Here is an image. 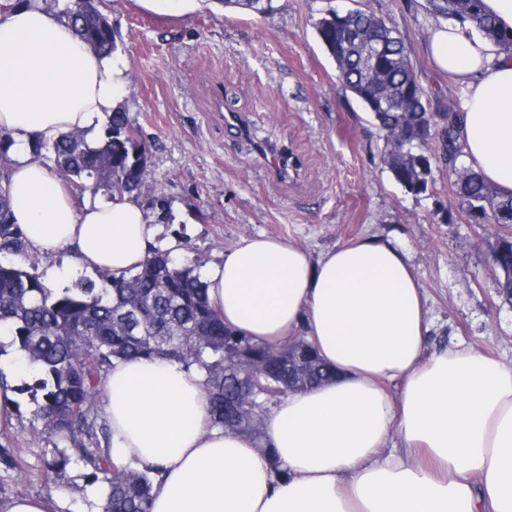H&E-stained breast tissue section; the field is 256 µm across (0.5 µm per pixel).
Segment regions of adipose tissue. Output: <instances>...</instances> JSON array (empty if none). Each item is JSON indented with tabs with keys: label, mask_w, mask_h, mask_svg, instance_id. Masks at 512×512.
<instances>
[{
	"label": "adipose tissue",
	"mask_w": 512,
	"mask_h": 512,
	"mask_svg": "<svg viewBox=\"0 0 512 512\" xmlns=\"http://www.w3.org/2000/svg\"><path fill=\"white\" fill-rule=\"evenodd\" d=\"M464 89V165L512 193V57L447 23L429 33ZM126 66L92 52L43 0H0V134L8 195L30 247L128 276L156 245L143 204L76 206L30 148L96 132ZM211 305L252 339L306 337L334 380L289 392L252 436L210 423L204 377L166 358L115 362L103 412L122 462L158 468L151 512H512V366L464 347L428 353L431 321L409 253L378 235L312 254L259 235L203 271ZM277 457L280 470L269 459Z\"/></svg>",
	"instance_id": "obj_1"
}]
</instances>
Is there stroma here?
<instances>
[{
    "instance_id": "stroma-1",
    "label": "stroma",
    "mask_w": 512,
    "mask_h": 512,
    "mask_svg": "<svg viewBox=\"0 0 512 512\" xmlns=\"http://www.w3.org/2000/svg\"><path fill=\"white\" fill-rule=\"evenodd\" d=\"M260 16L216 10L207 0L182 16H160L136 0H103L127 64L122 107L152 147L149 187L165 195L174 221L160 238L181 241L178 261H221L242 238L267 234L319 254L382 235L409 252L427 296L430 347L469 346L512 360V303L497 293L490 246L499 231L461 210L454 175L434 172L433 196L415 198L381 161L382 132L345 92L314 24L331 6L364 8L406 40L431 109L460 100L438 73L426 37L436 21L427 0H273ZM236 115L239 126L227 122ZM290 151L298 174L271 175L259 143ZM451 209L444 219L443 209ZM15 415L0 424V502L65 491L63 512H89L88 481L71 463L49 481L58 443L35 417L39 397L14 393Z\"/></svg>"
}]
</instances>
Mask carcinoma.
<instances>
[{"instance_id": "carcinoma-1", "label": "carcinoma", "mask_w": 512, "mask_h": 512, "mask_svg": "<svg viewBox=\"0 0 512 512\" xmlns=\"http://www.w3.org/2000/svg\"><path fill=\"white\" fill-rule=\"evenodd\" d=\"M95 52L110 56L118 50L116 34L101 0H47ZM226 9L264 15L272 0H220ZM437 20L469 23L501 50L512 53V30L485 12L483 0H427ZM317 39L336 66L343 89L351 93L384 134L381 155L393 180L416 198L433 194L435 177L429 152L436 126L430 100L421 85L408 46L393 27L372 11L355 8L346 17L325 11L314 24ZM384 39L375 70L368 68L367 51ZM443 113L441 160L456 176V196L466 211H491L494 223H512V195H503L482 175L458 166L461 146L456 121ZM89 146L85 133L74 131L52 142L32 144L34 160L46 165L71 187L85 192L101 188L111 196L129 195L157 211L158 222L172 220L163 195L148 189L150 146L125 111L112 113ZM7 158L0 154V357L15 348L28 361L34 382L19 388L41 394L37 412L43 433L65 443L47 463L46 476L59 475L71 460L80 461L91 483L107 488L104 512H150L152 478L112 456L111 447L98 446V435L110 438L100 412V383L115 360L166 357L204 373L212 425L246 432L263 441V432L250 424L224 418V401H251L260 406L288 393V388L319 383L329 373L311 343L309 360L279 365L278 350L288 354V342L271 347L253 341L224 324L210 305L198 264L179 265L171 253L155 247L142 268L128 277L102 276L96 283L78 280L56 290L9 256L24 250L26 240L15 224L5 183ZM491 261L499 272V293L512 299V235L495 237Z\"/></svg>"}]
</instances>
